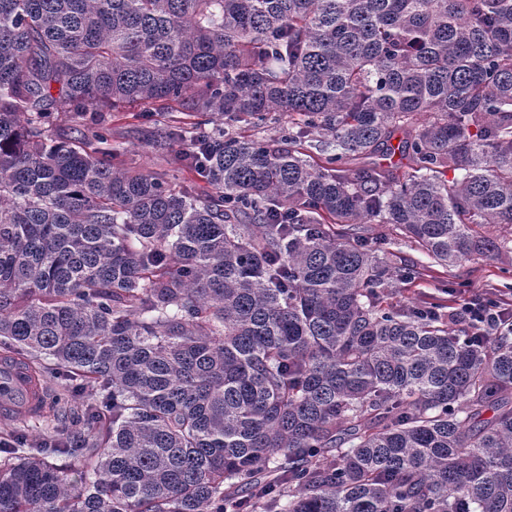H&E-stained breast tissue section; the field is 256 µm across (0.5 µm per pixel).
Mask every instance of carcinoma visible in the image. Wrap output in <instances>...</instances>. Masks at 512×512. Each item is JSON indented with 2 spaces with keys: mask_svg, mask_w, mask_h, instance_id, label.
Masks as SVG:
<instances>
[{
  "mask_svg": "<svg viewBox=\"0 0 512 512\" xmlns=\"http://www.w3.org/2000/svg\"><path fill=\"white\" fill-rule=\"evenodd\" d=\"M149 101L209 116L153 135L207 197L51 138ZM362 224L507 249L512 0H0V362L70 392L0 512H512V332L394 300Z\"/></svg>",
  "mask_w": 512,
  "mask_h": 512,
  "instance_id": "cac0c4a2",
  "label": "carcinoma"
}]
</instances>
